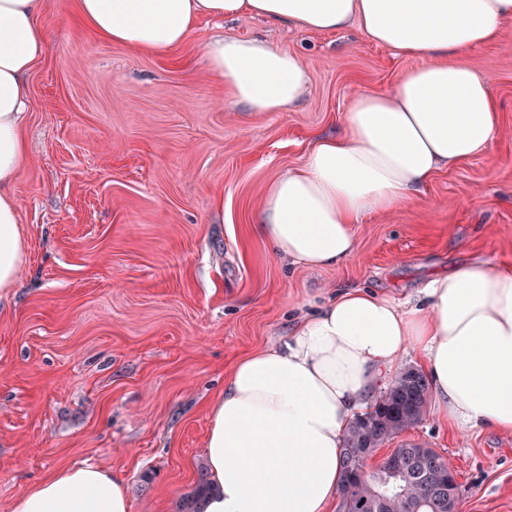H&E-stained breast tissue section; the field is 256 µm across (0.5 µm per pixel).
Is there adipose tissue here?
<instances>
[{
    "mask_svg": "<svg viewBox=\"0 0 512 512\" xmlns=\"http://www.w3.org/2000/svg\"><path fill=\"white\" fill-rule=\"evenodd\" d=\"M45 0H0V288L13 287L27 244L16 186L28 144L26 77L48 51ZM100 37L159 52L196 21L250 14L307 31L357 26L415 60L390 93L351 102L339 133L268 188L256 217L274 254L296 267H338L369 211L396 208L439 170L485 152L500 116L483 78L458 58L496 42L512 0H75ZM213 73L254 112H281L308 85L297 56L251 40L205 45ZM423 356L438 415L458 430L512 432V267L476 261L432 275L401 305L341 288L276 344L240 358L211 409L205 456L220 488L205 512H333L343 435L406 348ZM117 473L68 468L17 496L12 512H128Z\"/></svg>",
    "mask_w": 512,
    "mask_h": 512,
    "instance_id": "adipose-tissue-1",
    "label": "adipose tissue"
}]
</instances>
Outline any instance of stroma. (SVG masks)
Masks as SVG:
<instances>
[{
  "label": "stroma",
  "mask_w": 512,
  "mask_h": 512,
  "mask_svg": "<svg viewBox=\"0 0 512 512\" xmlns=\"http://www.w3.org/2000/svg\"><path fill=\"white\" fill-rule=\"evenodd\" d=\"M70 12V0H47L50 51L28 78L17 184L28 252L0 290V512L84 464L124 477L130 512H177L235 361L287 335L305 300L360 286L413 300L457 264H512V23L462 58L501 113L489 150L364 215L345 265L304 270L255 230L269 185L340 130L353 98L393 92L413 60L354 27L247 15L200 19L183 45L145 52ZM215 35L296 54L306 93L282 112L233 102L206 57ZM405 443L452 461L459 512H512V433L456 431L430 408L374 464Z\"/></svg>",
  "instance_id": "35a3bbf8"
}]
</instances>
